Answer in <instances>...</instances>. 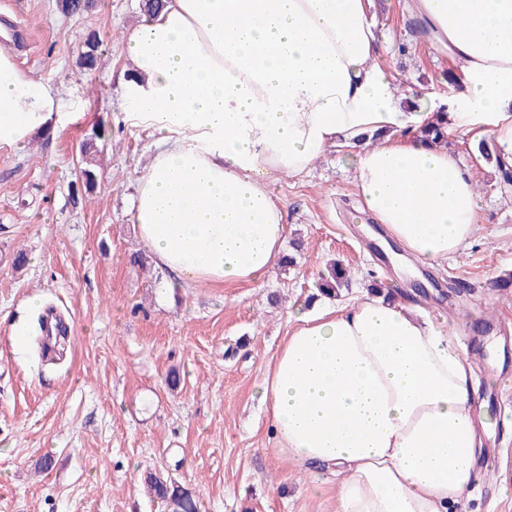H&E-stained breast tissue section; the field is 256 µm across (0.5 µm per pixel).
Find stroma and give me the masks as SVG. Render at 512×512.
<instances>
[{"mask_svg": "<svg viewBox=\"0 0 512 512\" xmlns=\"http://www.w3.org/2000/svg\"><path fill=\"white\" fill-rule=\"evenodd\" d=\"M141 0H94L63 14L56 0H0V37L20 69L53 84L74 118L35 136L25 151L0 147V512H167L148 491L163 472L189 488L198 512H336V478L279 458L258 401L262 372L291 329L290 306L315 299L328 261L349 272L341 300L380 284L400 296L412 288L406 266L383 262L380 227L354 191L353 150H331L309 174L270 188L283 204L285 252L295 263L262 286L178 288L162 296L164 271L132 264L136 237L131 195L149 158L148 126L127 118L122 84L130 63L126 30L140 24ZM383 38L381 64L437 100L452 91L448 56L418 32L403 0H371ZM100 41L97 70L79 69L89 33ZM98 186L76 189L80 146L97 128ZM478 182L481 219L473 239L440 267L424 304L453 324V343L472 363L476 394L512 393V349L489 357L483 339L512 332V189L472 142L449 138ZM28 262L14 267L17 252ZM40 296L70 334L62 356L43 361L31 332ZM180 382L169 386L170 373ZM492 437L479 475L454 512H512V419L487 409ZM50 458L42 472L38 464Z\"/></svg>", "mask_w": 512, "mask_h": 512, "instance_id": "obj_1", "label": "stroma"}]
</instances>
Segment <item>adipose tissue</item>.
I'll return each mask as SVG.
<instances>
[{"instance_id":"adipose-tissue-1","label":"adipose tissue","mask_w":512,"mask_h":512,"mask_svg":"<svg viewBox=\"0 0 512 512\" xmlns=\"http://www.w3.org/2000/svg\"><path fill=\"white\" fill-rule=\"evenodd\" d=\"M404 2L460 65L458 91L420 107L379 62L369 0H167L127 32L130 117L154 134L133 223L175 286L262 282L288 231L271 179L302 177L340 146L358 149L365 210L415 262L441 265L473 238L475 179L419 131L442 121L512 155V0ZM71 119L53 85L0 50V146L23 150ZM289 316L258 385L280 454L342 468L337 512H448L484 440L445 321L380 296Z\"/></svg>"}]
</instances>
